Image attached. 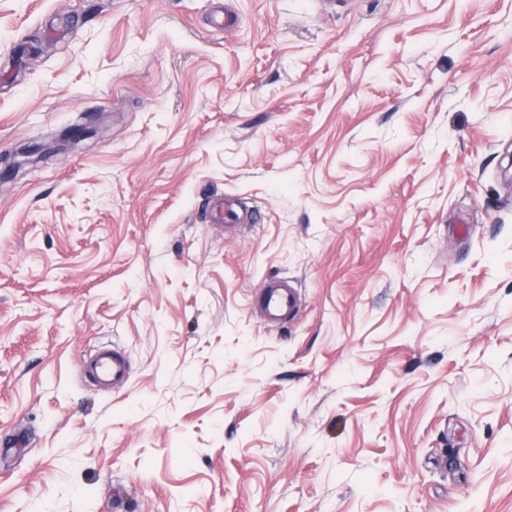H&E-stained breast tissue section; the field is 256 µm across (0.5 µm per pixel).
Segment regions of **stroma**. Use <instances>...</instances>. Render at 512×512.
<instances>
[{"label":"stroma","instance_id":"35a3bbf8","mask_svg":"<svg viewBox=\"0 0 512 512\" xmlns=\"http://www.w3.org/2000/svg\"><path fill=\"white\" fill-rule=\"evenodd\" d=\"M2 451L0 512H512V0H0ZM298 288L288 277L268 278L252 296L260 321L267 327H284L297 316ZM82 370L94 385L102 389L125 385L129 371L128 356L119 347L100 350L83 360Z\"/></svg>","mask_w":512,"mask_h":512}]
</instances>
